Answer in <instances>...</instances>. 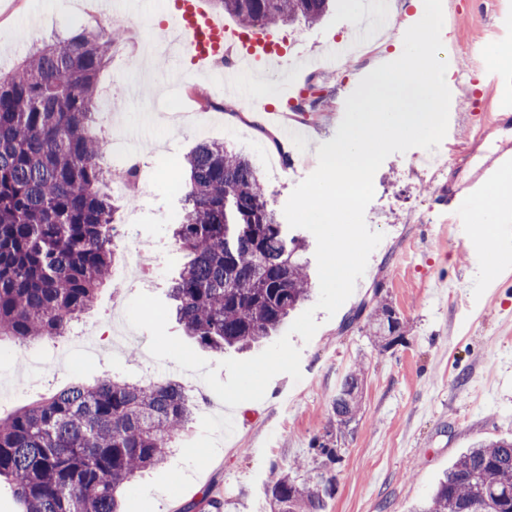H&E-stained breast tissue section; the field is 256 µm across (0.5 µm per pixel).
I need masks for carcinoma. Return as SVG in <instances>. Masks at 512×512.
<instances>
[{"mask_svg":"<svg viewBox=\"0 0 512 512\" xmlns=\"http://www.w3.org/2000/svg\"><path fill=\"white\" fill-rule=\"evenodd\" d=\"M330 0H214L245 26L320 22ZM112 34L82 31L46 44L0 75V343L66 336L114 278L112 243L121 203L96 131L97 77ZM184 214L173 237L189 260L169 288L186 335L216 352L268 339L314 285L305 241L270 207L254 164L224 143L184 158ZM240 224L226 231L224 202ZM367 325L389 349L402 321L379 288ZM363 368L332 400L339 434L357 422ZM178 382L105 377L76 384L0 417V478L23 512H121L119 489L164 463L193 421ZM333 486L283 472L267 494L278 512H323ZM415 512H512V439L479 440L462 453Z\"/></svg>","mask_w":512,"mask_h":512,"instance_id":"obj_1","label":"carcinoma"}]
</instances>
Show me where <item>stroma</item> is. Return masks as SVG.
Listing matches in <instances>:
<instances>
[{
  "label": "stroma",
  "mask_w": 512,
  "mask_h": 512,
  "mask_svg": "<svg viewBox=\"0 0 512 512\" xmlns=\"http://www.w3.org/2000/svg\"><path fill=\"white\" fill-rule=\"evenodd\" d=\"M167 5L168 0H141L138 9L127 12L98 79L99 109L112 115L111 160L135 156L151 176L136 205L119 212L118 249L163 245V266L141 285L123 280L99 290L86 317L97 325L94 338L64 337L0 357L2 417L110 373L133 380L146 372L188 386L198 378L172 360L154 359L146 331H133L129 349H112V296L121 292L131 298L142 291L168 300L171 281L185 261L172 237L173 224L183 216L175 166L203 141L227 143L260 162L262 150L272 147L268 132L283 123L284 115L255 111L251 100L277 95L284 72L244 73L251 96L231 97L222 92L223 75L187 65L173 69L164 55L146 49ZM454 6L460 15L441 35L456 48L455 68L474 72L476 81L450 87L455 110L438 151L452 154L451 164L435 175L410 167L407 152L383 162L365 221L384 238L336 314L316 313L319 328L310 341L292 335L301 350V380L276 375L263 400L241 403L224 423L215 418L222 402L203 388L194 423L174 453L123 486V512H200L205 497L219 500L220 512H273L267 486L298 461L307 474L333 479L325 512H413L474 439L512 438V248L503 243L502 222L512 214V200L502 193L512 182V169L500 172L480 203L492 211L491 223L459 231L447 222L449 204L464 201L478 168L498 150H512V120L492 122L501 85L512 84V27L498 19L512 0H485L480 10L471 9L469 0H454ZM361 11L362 0H335L315 26L280 27L279 37L288 42L286 72L301 81L317 78L311 60L325 42L349 38ZM100 27L93 0H0V74L36 47ZM402 52L398 37L383 44L381 56H350L343 70L331 73L322 86V110L296 118L306 133L289 146L297 169L278 178L260 172L275 212H282L308 176L305 161L316 159L320 144L334 137L345 100L360 80L377 60L390 62ZM135 86L140 94L133 97L129 90ZM201 90L221 95L223 110L209 113L202 126L189 112L181 115L177 129L162 124L156 104L170 105ZM486 253L491 262H480ZM378 282L403 322V341L386 350L374 346L364 322L345 324L369 303ZM358 361L364 370L362 411L353 429L339 437L338 458L332 461L318 444L336 430L331 401Z\"/></svg>",
  "instance_id": "1"
}]
</instances>
